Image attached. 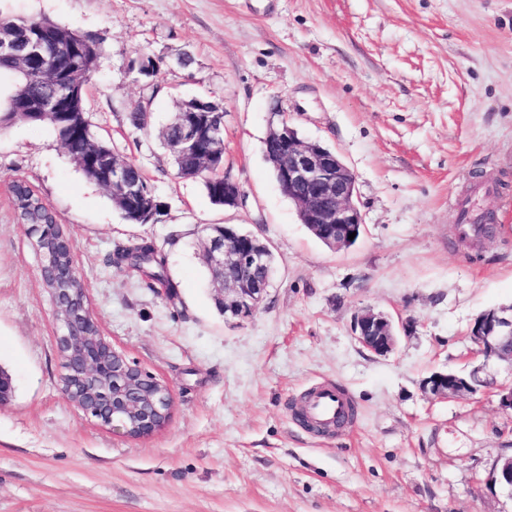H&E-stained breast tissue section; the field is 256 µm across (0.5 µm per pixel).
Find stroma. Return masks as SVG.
Here are the masks:
<instances>
[{
	"label": "stroma",
	"mask_w": 512,
	"mask_h": 512,
	"mask_svg": "<svg viewBox=\"0 0 512 512\" xmlns=\"http://www.w3.org/2000/svg\"><path fill=\"white\" fill-rule=\"evenodd\" d=\"M0 16L96 36L86 110L114 152L142 168L164 208L130 224L53 131H0V512H512L485 483L512 454V372L473 353L481 313L512 306V0H0ZM162 59L152 82L138 55ZM224 107V170L245 192L220 207L181 178L160 131L177 100ZM147 108L133 131L128 113ZM288 120L356 177L365 232L333 250L301 224L272 178L263 141ZM25 181L63 224L87 304L112 344L166 385L167 423L131 438L64 394L56 308L11 186ZM497 232L458 236L462 207ZM210 224L268 244L273 285L260 310L224 319L206 286ZM145 238L178 296L108 264ZM414 319L379 358L353 337L365 308ZM493 387L427 399L433 371L478 365ZM337 384L353 424L319 435L294 411Z\"/></svg>",
	"instance_id": "35a3bbf8"
}]
</instances>
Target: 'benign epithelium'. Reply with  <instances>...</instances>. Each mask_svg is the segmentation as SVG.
Instances as JSON below:
<instances>
[{"label":"benign epithelium","instance_id":"benign-epithelium-1","mask_svg":"<svg viewBox=\"0 0 512 512\" xmlns=\"http://www.w3.org/2000/svg\"><path fill=\"white\" fill-rule=\"evenodd\" d=\"M46 53V39L32 43L18 53L8 36L0 37V57L15 60V100L22 118L65 113L69 118L71 139L84 144L72 159L91 180L112 188L123 198H135L140 207L134 214L145 220L156 216V201L151 192L135 186L127 177L128 163L117 155L106 156L94 143L95 135L78 107L74 75L55 73L45 76L54 84L55 93L31 99L24 95L25 78L40 65ZM204 101L197 98L177 104L175 124L180 139L169 143L176 153L187 147L224 150V124L201 118ZM266 154L273 163L282 192L295 204L301 223L324 236L334 250L347 249L364 231L363 214L356 202L354 173L335 151L318 142L300 138L288 121L270 130ZM244 198L240 184L224 176V205L235 207ZM355 234V239L348 236ZM268 251L256 245L231 225L211 235L205 245L207 264L219 278L216 292L224 303V318L246 320L264 303L268 292ZM57 308L59 333L57 349L66 360L63 390L79 408L112 431L132 436H147L165 425L169 418L171 396L166 386L115 349L103 336L91 334L95 325L86 305L85 290L49 289ZM409 331L413 321L401 324L382 312L366 308L356 316L352 327L357 342L377 357L388 356L397 345L398 329ZM469 338L474 352L484 361L496 360L512 371V308L490 309L472 324ZM477 366L463 375L455 370L432 373L422 382L421 390L430 400L473 393L488 384ZM487 488H496L512 496V456L496 462L487 480Z\"/></svg>","mask_w":512,"mask_h":512}]
</instances>
